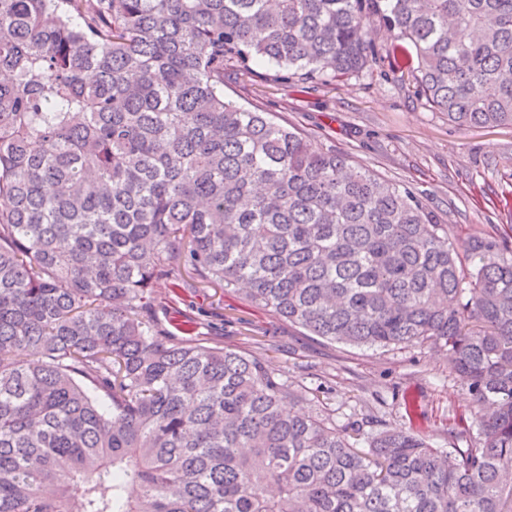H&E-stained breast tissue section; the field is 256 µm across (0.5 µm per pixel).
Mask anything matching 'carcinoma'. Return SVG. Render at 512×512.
Masks as SVG:
<instances>
[{"label": "carcinoma", "instance_id": "1", "mask_svg": "<svg viewBox=\"0 0 512 512\" xmlns=\"http://www.w3.org/2000/svg\"><path fill=\"white\" fill-rule=\"evenodd\" d=\"M256 61L296 86L387 61L448 121L512 125V0H0V512H512V241H452L224 99ZM241 284L329 343L445 350L452 448L360 450L154 304Z\"/></svg>", "mask_w": 512, "mask_h": 512}]
</instances>
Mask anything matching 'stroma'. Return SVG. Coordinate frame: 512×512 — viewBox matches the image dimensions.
<instances>
[{
    "instance_id": "35a3bbf8",
    "label": "stroma",
    "mask_w": 512,
    "mask_h": 512,
    "mask_svg": "<svg viewBox=\"0 0 512 512\" xmlns=\"http://www.w3.org/2000/svg\"><path fill=\"white\" fill-rule=\"evenodd\" d=\"M274 70L270 63L254 64L249 73L228 68L225 98L273 113L315 146L348 154L353 167L407 186L447 225L449 239L512 232V208L501 201L502 192H512V126H454L414 84L393 74L364 72L302 92L270 81ZM178 307L199 320L201 336L223 327L226 346L261 337L266 356L289 383L307 387L297 409L333 414L337 424L367 433L404 427L445 448L449 424L470 406L466 389L448 373L445 353L433 345L376 350L328 344L248 304L234 289L191 293Z\"/></svg>"
}]
</instances>
